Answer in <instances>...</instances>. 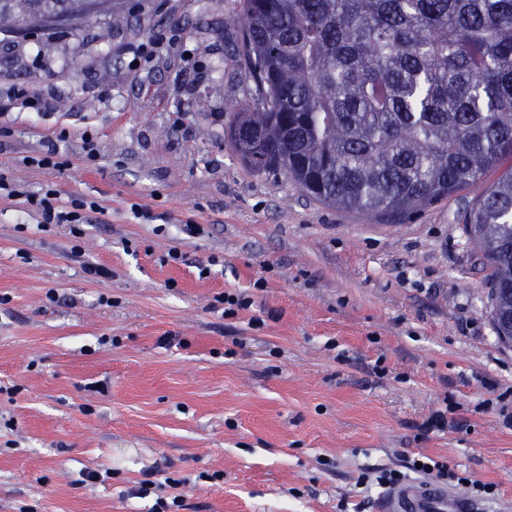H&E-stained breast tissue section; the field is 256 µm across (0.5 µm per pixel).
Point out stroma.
<instances>
[{
  "instance_id": "obj_1",
  "label": "stroma",
  "mask_w": 512,
  "mask_h": 512,
  "mask_svg": "<svg viewBox=\"0 0 512 512\" xmlns=\"http://www.w3.org/2000/svg\"><path fill=\"white\" fill-rule=\"evenodd\" d=\"M119 2L107 41L94 14L0 31V175L98 205L78 240L0 195V512H379L377 475L421 456L512 504L473 192L384 224L249 168L239 0ZM50 150L67 168L29 165Z\"/></svg>"
}]
</instances>
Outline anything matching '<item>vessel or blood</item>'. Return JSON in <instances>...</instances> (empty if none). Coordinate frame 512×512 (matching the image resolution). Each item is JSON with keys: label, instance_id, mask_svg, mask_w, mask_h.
<instances>
[{"label": "vessel or blood", "instance_id": "1", "mask_svg": "<svg viewBox=\"0 0 512 512\" xmlns=\"http://www.w3.org/2000/svg\"><path fill=\"white\" fill-rule=\"evenodd\" d=\"M382 512H495L493 506L472 500L458 488L408 482L389 490L381 500Z\"/></svg>", "mask_w": 512, "mask_h": 512}]
</instances>
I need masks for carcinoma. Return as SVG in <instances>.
I'll list each match as a JSON object with an SVG mask.
<instances>
[{
  "label": "carcinoma",
  "instance_id": "1",
  "mask_svg": "<svg viewBox=\"0 0 512 512\" xmlns=\"http://www.w3.org/2000/svg\"><path fill=\"white\" fill-rule=\"evenodd\" d=\"M112 6L0 0V28ZM250 101L229 139L329 208L401 222L504 169L463 213L512 342V0H241Z\"/></svg>",
  "mask_w": 512,
  "mask_h": 512
}]
</instances>
